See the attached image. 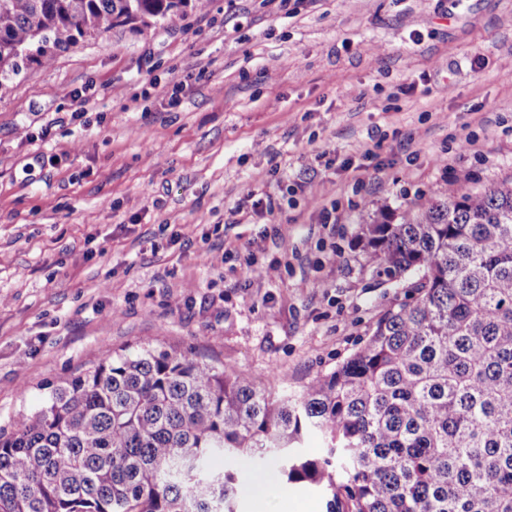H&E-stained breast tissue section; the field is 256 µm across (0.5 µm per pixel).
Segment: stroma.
Returning a JSON list of instances; mask_svg holds the SVG:
<instances>
[{"mask_svg":"<svg viewBox=\"0 0 512 512\" xmlns=\"http://www.w3.org/2000/svg\"><path fill=\"white\" fill-rule=\"evenodd\" d=\"M509 59L512 0H209L29 46L0 82V432L145 338L294 393L333 371L406 294L359 226L512 178Z\"/></svg>","mask_w":512,"mask_h":512,"instance_id":"1","label":"stroma"}]
</instances>
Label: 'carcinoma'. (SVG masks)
<instances>
[{
    "mask_svg": "<svg viewBox=\"0 0 512 512\" xmlns=\"http://www.w3.org/2000/svg\"><path fill=\"white\" fill-rule=\"evenodd\" d=\"M189 6L203 0H0V80L40 35L65 47ZM357 241L410 295L335 370L276 396L176 348L107 349L0 434V512H237L245 456L326 512H512V180L382 212ZM312 434L327 456L303 452Z\"/></svg>",
    "mask_w": 512,
    "mask_h": 512,
    "instance_id": "carcinoma-1",
    "label": "carcinoma"
}]
</instances>
